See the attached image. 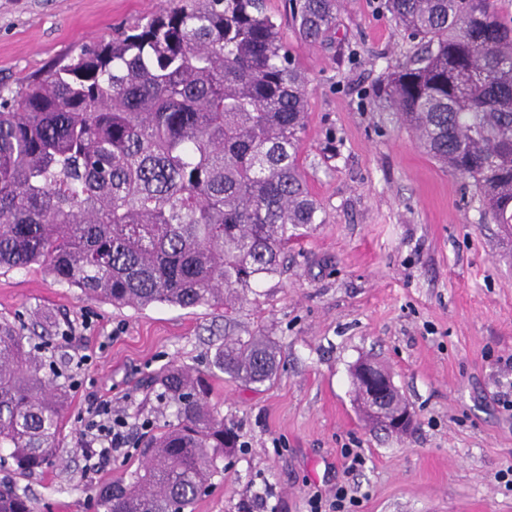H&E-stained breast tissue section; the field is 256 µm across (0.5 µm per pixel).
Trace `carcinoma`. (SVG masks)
I'll use <instances>...</instances> for the list:
<instances>
[{"label":"carcinoma","instance_id":"obj_1","mask_svg":"<svg viewBox=\"0 0 512 512\" xmlns=\"http://www.w3.org/2000/svg\"><path fill=\"white\" fill-rule=\"evenodd\" d=\"M297 37L330 44L338 0H289ZM423 51L387 75L389 107L438 163L512 224V13L502 0H386ZM309 79L266 0H171L17 90L0 88V270L40 266L117 306L241 299L280 271L319 207L299 164ZM228 378H275L266 336L227 340ZM0 323V451L22 473L59 457L67 387ZM175 421L127 478L91 488L97 512H181L236 434L185 366L152 380ZM0 512H34L0 482Z\"/></svg>","mask_w":512,"mask_h":512}]
</instances>
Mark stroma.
Wrapping results in <instances>:
<instances>
[{
  "label": "stroma",
  "instance_id": "stroma-1",
  "mask_svg": "<svg viewBox=\"0 0 512 512\" xmlns=\"http://www.w3.org/2000/svg\"><path fill=\"white\" fill-rule=\"evenodd\" d=\"M159 0H0V86L17 88L99 44ZM310 79L299 156L319 224L281 274L232 305L115 307L39 267L0 270V322L40 346L69 390L61 457L32 474L0 466L36 512H96L89 487L139 465L147 426L174 418L151 378L193 368L238 434L193 512H311L352 489L347 512H512V226L483 217L467 181L418 146L374 94L416 49L385 0H340L335 40L302 43L287 0H268ZM261 335L279 370L247 385L213 369L225 340ZM380 362L415 416L396 435L369 426L350 371ZM107 399L131 443L100 473L80 451L87 407Z\"/></svg>",
  "mask_w": 512,
  "mask_h": 512
}]
</instances>
